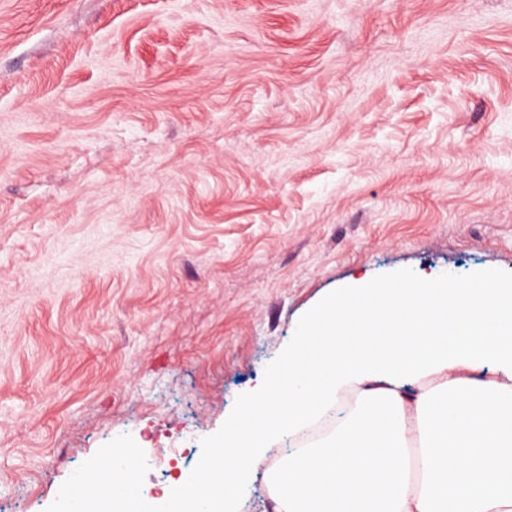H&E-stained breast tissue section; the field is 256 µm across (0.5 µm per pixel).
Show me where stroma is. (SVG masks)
<instances>
[{"mask_svg":"<svg viewBox=\"0 0 512 512\" xmlns=\"http://www.w3.org/2000/svg\"><path fill=\"white\" fill-rule=\"evenodd\" d=\"M424 274L512 281V0H0V512L121 449L165 512L325 298Z\"/></svg>","mask_w":512,"mask_h":512,"instance_id":"stroma-1","label":"stroma"}]
</instances>
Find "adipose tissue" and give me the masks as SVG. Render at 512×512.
Here are the masks:
<instances>
[{
	"instance_id": "1",
	"label": "adipose tissue",
	"mask_w": 512,
	"mask_h": 512,
	"mask_svg": "<svg viewBox=\"0 0 512 512\" xmlns=\"http://www.w3.org/2000/svg\"><path fill=\"white\" fill-rule=\"evenodd\" d=\"M496 367L505 382L484 379ZM432 377L418 393L409 384ZM356 392L268 480L276 512H512V284L370 281L324 300L169 512H225L262 451Z\"/></svg>"
}]
</instances>
